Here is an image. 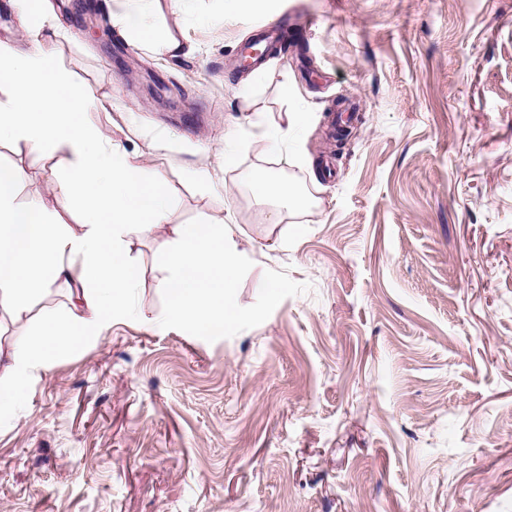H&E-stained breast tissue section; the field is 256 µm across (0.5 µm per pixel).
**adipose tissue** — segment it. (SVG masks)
Wrapping results in <instances>:
<instances>
[{"mask_svg":"<svg viewBox=\"0 0 512 512\" xmlns=\"http://www.w3.org/2000/svg\"><path fill=\"white\" fill-rule=\"evenodd\" d=\"M150 0L114 19L140 32L144 44L178 54L181 44L148 22ZM100 100L78 90L42 40L19 53L0 45V137L31 150L67 151L60 194L81 207V229L58 222L40 203L16 205L14 187L24 174L0 167V309L26 316L32 300L59 281L75 284V300L61 315H43L35 339H16L0 356V411L25 397L29 371L79 349L113 321L132 317L139 272L124 243L128 226L149 231L164 224L170 196L121 146L106 142L88 115Z\"/></svg>","mask_w":512,"mask_h":512,"instance_id":"1","label":"adipose tissue"}]
</instances>
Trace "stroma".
<instances>
[{"label":"stroma","instance_id":"stroma-1","mask_svg":"<svg viewBox=\"0 0 512 512\" xmlns=\"http://www.w3.org/2000/svg\"><path fill=\"white\" fill-rule=\"evenodd\" d=\"M126 6L42 0L39 26L171 206L125 233L136 316L32 370L0 416V512H512V0H153L175 58L113 25ZM269 24L295 46L241 70ZM341 101L360 111L337 142ZM296 111L289 162L256 132L225 166V137ZM0 164L24 173L17 205L78 226L62 154L5 139ZM256 168L308 205L268 223ZM197 218L237 227L239 305L269 269L310 291L212 343L160 328L158 255ZM70 305L57 283L0 335Z\"/></svg>","mask_w":512,"mask_h":512}]
</instances>
